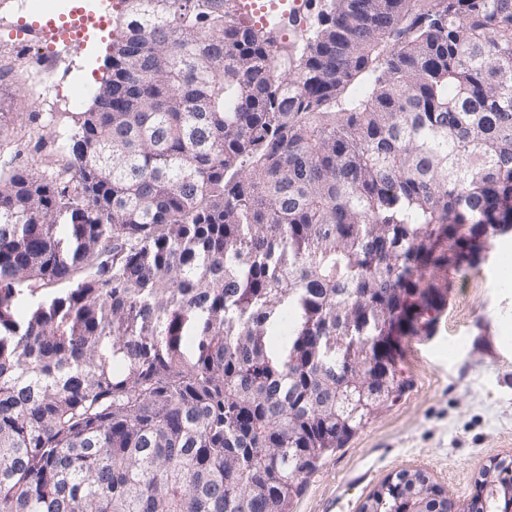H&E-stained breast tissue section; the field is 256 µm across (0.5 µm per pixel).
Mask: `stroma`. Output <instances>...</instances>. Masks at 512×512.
I'll use <instances>...</instances> for the list:
<instances>
[{
	"mask_svg": "<svg viewBox=\"0 0 512 512\" xmlns=\"http://www.w3.org/2000/svg\"><path fill=\"white\" fill-rule=\"evenodd\" d=\"M34 11L23 0H0V62L12 67L0 82V110L13 115L10 138L36 132L28 114L37 73L25 58L46 33L29 29ZM109 53V42L92 35L64 54L55 111L91 107L86 89L106 76ZM447 281L433 325L402 341L408 388L306 479L292 512H360L402 469L425 471L460 506L491 459L512 458V234L493 237L478 265L449 271Z\"/></svg>",
	"mask_w": 512,
	"mask_h": 512,
	"instance_id": "stroma-1",
	"label": "stroma"
}]
</instances>
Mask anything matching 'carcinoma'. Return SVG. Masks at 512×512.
I'll use <instances>...</instances> for the list:
<instances>
[{"label": "carcinoma", "instance_id": "carcinoma-1", "mask_svg": "<svg viewBox=\"0 0 512 512\" xmlns=\"http://www.w3.org/2000/svg\"><path fill=\"white\" fill-rule=\"evenodd\" d=\"M125 3L61 158L0 170V512H289L512 229V0H327L299 55L237 0ZM362 334L353 415L314 337ZM482 483L506 512L512 461ZM362 512L448 497L404 469Z\"/></svg>", "mask_w": 512, "mask_h": 512}]
</instances>
